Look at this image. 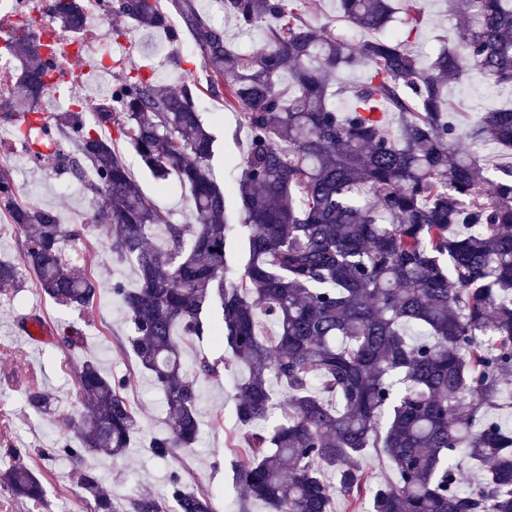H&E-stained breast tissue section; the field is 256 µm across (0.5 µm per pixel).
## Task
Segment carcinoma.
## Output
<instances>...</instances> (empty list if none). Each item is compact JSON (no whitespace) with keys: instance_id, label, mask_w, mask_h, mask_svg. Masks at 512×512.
<instances>
[{"instance_id":"carcinoma-1","label":"carcinoma","mask_w":512,"mask_h":512,"mask_svg":"<svg viewBox=\"0 0 512 512\" xmlns=\"http://www.w3.org/2000/svg\"><path fill=\"white\" fill-rule=\"evenodd\" d=\"M242 28L263 33L246 51L227 41L224 26L203 16L196 0H170L200 52L207 86L224 88L248 130L233 192L247 229L246 262L232 269L226 241V193L213 177L215 136L187 71L176 90L142 71L115 79L112 101L89 119L83 112L46 114L31 103L49 89L50 69L32 42L35 21L4 41L19 62L0 120L11 123L36 163L74 178L83 170L87 221L62 224L55 210L16 199L0 168V206L24 237L25 269L0 260V291L22 286L25 273L60 306L85 309L100 282L69 262L65 242L102 231L105 247L135 265L136 286L121 279L112 294L124 308L128 334L116 349L134 355L160 390L167 433L150 443L166 461L196 442L199 379L216 380L239 365L237 438L246 453L232 462L241 489L237 512H333L341 495L350 512H512V163L488 182L484 150H512V108L481 112L461 123L448 85L476 74L493 87L512 86V0H444L460 22L427 65L411 51L424 12L411 0L398 22L404 36L382 31L397 13L391 0H338L344 20L373 34L357 45L314 26L301 0H218ZM130 26H170L160 0H116ZM50 23L77 37L83 0H54ZM363 68L358 84L337 76ZM347 95L344 107L336 96ZM100 125L115 128L106 139ZM129 145L165 184L189 189L193 222L175 224L135 185L116 152ZM162 234L165 246L150 240ZM276 327L267 335L263 319ZM66 353L83 346L73 325L56 329ZM205 335L233 360L197 359L183 368L181 347ZM81 418L53 452L123 457L139 431L126 382L93 360L74 372ZM30 408L53 409L34 389ZM281 420L263 426L275 411ZM392 463L394 478L374 482L360 467L368 450ZM330 473L335 481L324 479ZM0 481L39 502L37 474L18 464ZM80 485L92 512H216L214 496L188 490L174 475L169 491L142 486L117 500L91 469Z\"/></svg>"}]
</instances>
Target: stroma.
I'll list each match as a JSON object with an SVG mask.
<instances>
[{
  "label": "stroma",
  "instance_id": "35a3bbf8",
  "mask_svg": "<svg viewBox=\"0 0 512 512\" xmlns=\"http://www.w3.org/2000/svg\"><path fill=\"white\" fill-rule=\"evenodd\" d=\"M425 23L411 38V48L422 61H429L454 19L448 18L442 0H421ZM133 48L122 61L123 68L149 66L159 83L172 86L180 82L181 75L171 63L173 48L161 31H135ZM450 95L457 104L462 119L474 118L477 111L512 105V86L488 87L478 79L453 85ZM202 111L217 115L214 132L217 137L211 169L216 181L225 187L235 184L239 175L238 163L247 148V133L238 112L225 108L223 98L203 92L199 101ZM126 160L134 179L143 193L152 199L171 219L179 224L189 219L187 189L173 187L160 190L157 181L134 154ZM17 192L21 201L54 208L61 223L81 221L89 211L87 195L71 192L69 179L55 175L50 169L34 167L15 173ZM102 232L89 230L86 241L71 242L67 252L75 262L90 260L102 284L100 301L92 309L75 311L54 304L36 292L33 281H26L17 290L0 294V336L15 339L26 350L34 366L40 386L56 394L60 403L59 418L51 419L24 408L23 393H16L15 402L21 403L18 416L20 447H27L33 430H41V447H52L60 435L72 433L81 409L78 393L74 389V370L79 359L97 360L100 367L115 378L127 381L126 395L139 414L140 431L133 439L126 455L112 462L104 458L87 457L86 463L96 468L115 498L132 494L140 486L150 487L156 494H166L170 474L186 478L191 488L209 489L214 495L217 512H236L241 495L232 480L231 463L238 449L235 445V414L233 394L241 378L239 369L228 368L216 381L201 384L199 416L200 440L194 448L165 462L154 460L148 451L151 437L167 431L168 421L162 408V396L146 375L139 371L132 358L122 356L114 341L128 331L123 308L112 294V282L123 279L127 285L136 282L131 263H116L106 249ZM39 312L46 331L39 340H31L17 327V318L29 311ZM71 324L82 331L84 345L78 356L58 349L51 332L60 325Z\"/></svg>",
  "mask_w": 512,
  "mask_h": 512
}]
</instances>
